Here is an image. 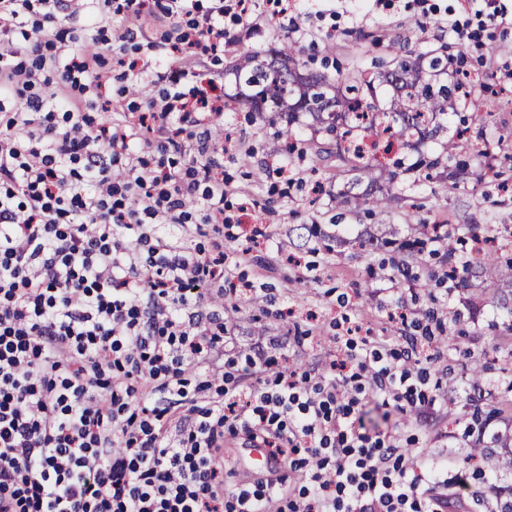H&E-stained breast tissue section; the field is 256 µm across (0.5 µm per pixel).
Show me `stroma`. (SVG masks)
<instances>
[{
    "mask_svg": "<svg viewBox=\"0 0 512 512\" xmlns=\"http://www.w3.org/2000/svg\"><path fill=\"white\" fill-rule=\"evenodd\" d=\"M422 16L416 0H302L307 36L292 33L270 0H256V27L230 26L237 40L220 59L170 58L188 69L195 82L207 81L233 92L231 68L248 52L287 43L308 70L325 69L346 80L369 77L404 52L435 50L456 56L458 49L442 25L461 13L462 0H429ZM483 121L467 106L449 112L444 130L404 152L397 178L377 175L393 199L384 209L366 212L357 197L345 194L353 174L333 158L318 160L325 146L313 121L301 115L296 137L305 157L280 150L269 114L245 107L215 118L225 132V149L216 161L233 188L224 213L233 217L242 196L255 205L263 235L236 278L257 290L240 296L219 315L231 336L233 358L256 351L279 365L318 375L333 359L340 334L336 324L368 330L369 341L399 347V330L388 318L402 308L408 319L434 312L441 321L420 366L440 384L436 401L402 413L389 411L379 395L362 396L359 414L369 432H382L400 445L448 462L455 478L467 454L481 455L469 472L470 492L455 512H504L512 504L511 456L502 439L512 438V245L491 249L494 269H463L474 235L512 232V86L498 96L479 98ZM452 152L467 163L454 179L427 177L420 156ZM290 162L299 173L291 187L275 173ZM405 268L408 277L385 286L382 272ZM415 298L397 306L400 290ZM494 477L496 489L484 487Z\"/></svg>",
    "mask_w": 512,
    "mask_h": 512,
    "instance_id": "1",
    "label": "stroma"
}]
</instances>
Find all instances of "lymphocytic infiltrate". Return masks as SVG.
<instances>
[{
	"label": "lymphocytic infiltrate",
	"mask_w": 512,
	"mask_h": 512,
	"mask_svg": "<svg viewBox=\"0 0 512 512\" xmlns=\"http://www.w3.org/2000/svg\"><path fill=\"white\" fill-rule=\"evenodd\" d=\"M471 22L449 18L469 51L482 30L512 27V0H464ZM127 25L106 38L103 21ZM188 18L177 40L137 46L124 73L168 91L123 122H95L89 98L108 99L102 53L67 45L65 24L126 55L135 24L155 14ZM252 0H0V512H449L432 495L437 469L418 464L393 436L357 425L359 396L379 390L398 410L425 403L413 373L432 338L398 350L341 348L324 381L272 372L264 353L240 378L220 366L224 336L205 283H232L223 240L189 250L172 227L219 230L229 186L213 160L184 172L150 167L136 141L168 126L160 153H179L183 123L202 129L221 100L183 92L161 63L179 54L218 58L236 41ZM205 206L194 210L195 195ZM270 448L281 467L224 484V440ZM306 484L286 489L287 471Z\"/></svg>",
	"instance_id": "obj_1"
}]
</instances>
